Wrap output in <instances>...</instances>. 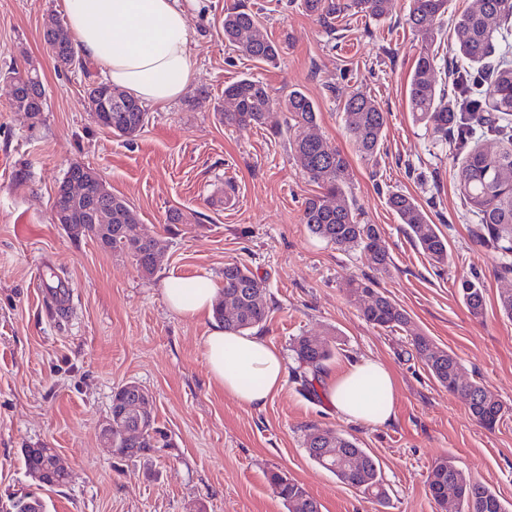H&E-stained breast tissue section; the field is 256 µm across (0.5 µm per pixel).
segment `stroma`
<instances>
[{"instance_id": "35a3bbf8", "label": "stroma", "mask_w": 512, "mask_h": 512, "mask_svg": "<svg viewBox=\"0 0 512 512\" xmlns=\"http://www.w3.org/2000/svg\"><path fill=\"white\" fill-rule=\"evenodd\" d=\"M64 0H0V72L35 65L45 88L41 114L10 107L0 79V512L37 490L23 452L54 448L69 470L66 485L40 492L47 512H288L267 475L302 484L321 512H437L427 477L448 459L470 480L512 503V319L499 309L512 291L503 256L480 235L477 217L457 191L463 156L452 141L415 121L410 77L422 38L406 22L409 0H389L386 17L336 18L334 30L308 15L301 0H188L193 79L189 91L148 110L149 121L127 140L90 112L88 84L98 65L64 68L43 39V21L63 14ZM477 0H449L434 35L437 72L456 65L453 17ZM236 8L259 14L281 47L275 64L238 55L224 43L223 20ZM262 81L273 97L298 89L319 112V131L349 162L348 201L362 221L378 225L392 257L378 272L356 252L313 235L301 222L317 193L295 164V130L273 110L261 127H227L226 84ZM356 93L387 114L375 160L356 153L342 107ZM98 172L113 194L137 210L161 262L142 275L131 258L73 239L53 221L55 191L71 164ZM413 196L448 244V262L431 265L386 195ZM199 217L167 224L170 209ZM247 265L266 290L269 314L255 332L298 369L300 336L336 345L325 377L353 360H380L393 373L398 400L381 426L349 422L327 399L304 395L290 378L264 408L241 406L211 382L203 338L207 316L187 318L166 307L167 277L198 276L224 286V267ZM372 279L405 309L414 328L452 351L465 378L482 382L504 405L494 429L429 374L408 336L368 324L346 281ZM485 288L481 317L458 294L465 277ZM68 292L64 316L52 309L48 285ZM129 381L153 396L166 447L148 457L114 455L99 437L114 388ZM356 438L379 462L388 490L377 503L341 483L308 456L311 426Z\"/></svg>"}]
</instances>
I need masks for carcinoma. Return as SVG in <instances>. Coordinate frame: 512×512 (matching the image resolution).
<instances>
[{"label": "carcinoma", "instance_id": "1", "mask_svg": "<svg viewBox=\"0 0 512 512\" xmlns=\"http://www.w3.org/2000/svg\"><path fill=\"white\" fill-rule=\"evenodd\" d=\"M305 11L322 22L340 14H362L372 18L383 17L388 0H302ZM448 12V0H411L407 24L415 31L431 36L433 30ZM512 17V0H478V7L455 19L459 35L456 57L461 70L476 79L472 86L476 103L472 117L479 123H490L489 113L512 115V64L493 68L486 78L485 60L493 49L494 36ZM62 29L56 16H49L43 26V36L52 49L58 65L85 68V60L70 40L55 43L52 35ZM224 42L235 47L241 55L261 63L272 64L279 55L278 45L263 32L256 14L244 10L224 13ZM437 55L432 44L422 47L409 83V107L414 119L432 128L441 138L462 124L463 117L454 101L445 98V90L437 87L435 67ZM28 76V83L16 88L18 80ZM6 78L15 85L12 106L17 111L37 117L43 111L44 87L35 66L19 72L12 70ZM224 96L234 100L232 111L220 113L227 127L260 126L274 106L288 113V124L301 129L293 143L294 159L309 180L321 192L308 197L304 203L301 221L317 237L336 245L340 250L357 251L376 271L385 272L391 264V255L376 224H364L356 209L346 202L348 163L344 155L318 133V109L302 91L293 90L282 100L271 96L259 80L241 78L224 87ZM112 103V120L101 126L113 134L131 139L144 127L148 112L143 105L125 91L107 83H96L87 88L88 106L99 112L100 101ZM343 122L356 152L364 159H374L380 151L387 114L371 97L351 95L343 105ZM462 205L479 218L482 237L502 256L512 254V140L497 152L490 154L481 149L467 153L459 171L457 185ZM389 208L400 223L413 233L417 246L433 264L443 266L448 261V246L437 225L431 223L415 199L394 192L387 198ZM112 224L118 231L112 235L111 252L132 259L144 275H152L158 262L139 243L138 212L119 196L112 197ZM346 287L358 300L368 298L361 308L364 320L385 330L406 332L418 357L430 375L449 392L456 394L468 407L472 417L481 425L491 428L503 416V404L482 383L463 380L459 376L456 357L436 346L430 339L413 328L407 312L389 297L374 288L367 278L352 277ZM458 292L470 313L479 317L485 308L484 288L476 278H463ZM224 295L235 297L237 305L228 308L217 302L213 318L224 325V330L240 333L267 320L269 309L265 288L244 264L224 266ZM295 360L303 371L299 379L303 389L317 395L314 383L321 381L324 366L333 355L330 343H314L304 336L292 346ZM113 452L124 458L145 457L156 448L166 445L165 435L149 416L142 437L133 442L121 441L119 432H112ZM306 448L309 457L322 468L336 475L344 484L361 490L377 500L387 498L381 469L375 459L357 443L332 429L316 426L308 429ZM274 493L287 506L288 512H316L315 499L299 482L277 472L268 474ZM429 492H438L457 499L461 512H509L499 496L478 482L466 481L456 466L441 460L428 475ZM11 512H46L43 499L27 494L12 502Z\"/></svg>", "mask_w": 512, "mask_h": 512}]
</instances>
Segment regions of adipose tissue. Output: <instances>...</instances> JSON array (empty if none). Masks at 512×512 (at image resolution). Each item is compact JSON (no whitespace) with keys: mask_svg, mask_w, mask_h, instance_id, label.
I'll list each match as a JSON object with an SVG mask.
<instances>
[{"mask_svg":"<svg viewBox=\"0 0 512 512\" xmlns=\"http://www.w3.org/2000/svg\"><path fill=\"white\" fill-rule=\"evenodd\" d=\"M65 23L79 51L98 64L108 83L144 104L165 106L192 81L190 25L181 0H64ZM218 290L206 277H169L162 297L182 316L211 314ZM210 379L249 408H263L284 387L286 360L264 337L213 324L204 338ZM328 402L349 421L381 425L398 398L387 366L372 358L351 363L325 386Z\"/></svg>","mask_w":512,"mask_h":512,"instance_id":"adipose-tissue-1","label":"adipose tissue"}]
</instances>
